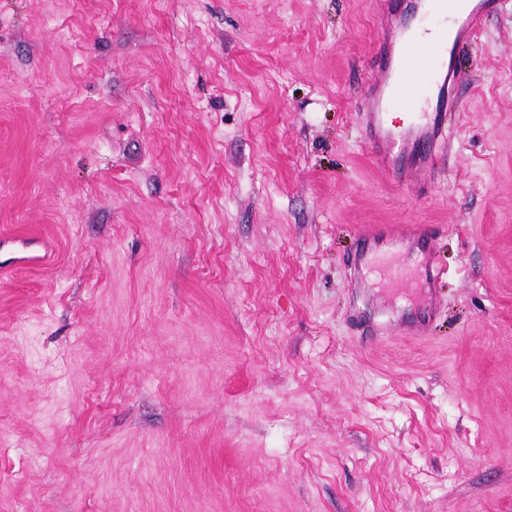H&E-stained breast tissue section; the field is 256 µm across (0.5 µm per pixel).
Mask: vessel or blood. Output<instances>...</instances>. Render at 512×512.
<instances>
[{"label":"vessel or blood","mask_w":512,"mask_h":512,"mask_svg":"<svg viewBox=\"0 0 512 512\" xmlns=\"http://www.w3.org/2000/svg\"><path fill=\"white\" fill-rule=\"evenodd\" d=\"M499 0H425L427 12L440 14L454 9L457 25L449 42L424 40L412 34L389 30L373 50V62L379 77L368 90L370 109L365 114L366 134L378 166L395 178L416 173H429L439 163L433 147L445 140V119L456 107L453 90L457 71L452 66L454 46L475 36ZM432 101L435 111L413 113L407 125L388 123L389 109L406 107L420 101ZM430 234L426 226L412 224L387 234L388 251L369 250L364 265L381 269L389 282L406 289L415 285V275L403 257L410 241ZM421 260L429 286L443 279L446 266L430 248H422Z\"/></svg>","instance_id":"b4317fda"}]
</instances>
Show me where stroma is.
I'll use <instances>...</instances> for the list:
<instances>
[{"label":"stroma","mask_w":512,"mask_h":512,"mask_svg":"<svg viewBox=\"0 0 512 512\" xmlns=\"http://www.w3.org/2000/svg\"><path fill=\"white\" fill-rule=\"evenodd\" d=\"M383 31L0 0V512H512V0L401 186L365 144ZM370 224L432 226L447 277L352 283Z\"/></svg>","instance_id":"obj_1"}]
</instances>
